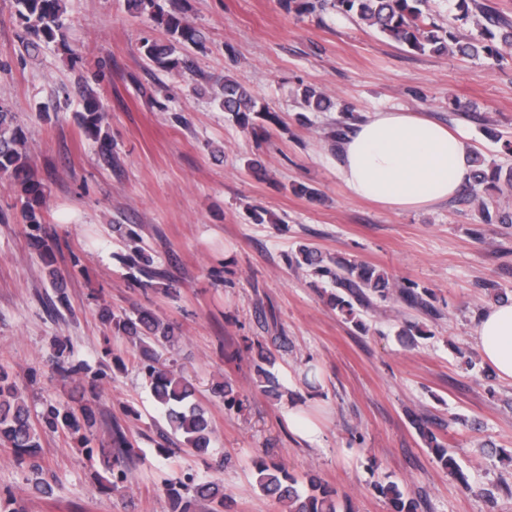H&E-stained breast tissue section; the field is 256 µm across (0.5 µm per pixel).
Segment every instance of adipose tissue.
Returning <instances> with one entry per match:
<instances>
[{"mask_svg":"<svg viewBox=\"0 0 512 512\" xmlns=\"http://www.w3.org/2000/svg\"><path fill=\"white\" fill-rule=\"evenodd\" d=\"M337 174L351 195L391 211L452 199L470 180L472 147L439 122L410 112H376L337 145ZM484 360L512 380V301L486 309L476 331Z\"/></svg>","mask_w":512,"mask_h":512,"instance_id":"obj_1","label":"adipose tissue"}]
</instances>
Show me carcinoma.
<instances>
[{"mask_svg": "<svg viewBox=\"0 0 512 512\" xmlns=\"http://www.w3.org/2000/svg\"><path fill=\"white\" fill-rule=\"evenodd\" d=\"M16 16L25 32L33 37L26 46L37 49L40 43H51L61 36L64 28L63 0H14ZM324 9H332L345 16L356 17L374 28L388 40L405 45L412 50L435 54L448 52L463 57H484L496 62L512 54V22L501 17L494 9L479 5L476 0H456L457 20L472 22L476 32L461 34L453 28L440 27L422 5L425 0H318ZM128 9L134 14L149 12L168 33L165 42H145L144 54L163 71L180 72L188 68L187 50L201 45V36L176 8L165 9L161 0H128ZM303 105L308 112H325L331 106L329 97L314 88L304 92ZM219 106L231 113L245 127L252 125L251 114L256 112V98L252 92L230 76H224L222 99ZM105 108L99 97L85 98L83 111L78 119L84 133L100 144L99 159L112 165V149L107 138L101 135ZM12 113L0 106V174L22 179L25 196L24 217L31 230L32 243L38 248L49 279L56 283L64 274L55 267L54 246L43 235L40 203L43 189L30 170L27 153V136L13 125ZM501 168H484V161L474 159L469 199L477 204L484 220L495 219L500 224H512V213L490 211L484 193L497 188ZM129 237L125 261L140 275L157 277L152 269V257L140 245L135 234ZM311 267L316 275L329 278L336 287L334 300L340 310L354 314V303H370V297L382 300L394 296L409 304H422L424 300L410 287L392 281L375 267L355 260L324 258L316 248L299 247L288 258V267L298 270ZM101 321L115 332L128 337L140 350L143 369L150 381L156 403L164 413L171 429L183 444L200 456L209 454L213 429L206 409L193 400V388L184 376L160 361L157 348L171 346L176 341L172 324L154 312L144 309L136 315L115 314L109 308L101 310ZM214 396L222 399L232 409L240 402L236 390L229 382L213 388ZM48 429L64 427L76 436L88 454H93L92 429L96 424V411L91 403L74 409L66 404H51L42 413ZM416 426L428 447L435 449L437 459L445 469H454V459L448 449L440 445L424 422ZM12 443L20 457L35 459L41 452L40 433L31 422L28 406L18 391L10 374L0 367V439ZM112 441L117 451L104 458L105 466L112 471V486L130 480L126 458L134 454V446L120 427H115ZM256 483L265 494L281 504L282 512H337L336 490L323 484L317 477L309 478L308 488L301 491L297 479L277 462L261 459L255 463ZM390 497L394 512H416L411 500H404L395 484L379 488ZM166 512H194V502H206L208 512H224V485L218 481L188 476L174 477L166 490Z\"/></svg>", "mask_w": 512, "mask_h": 512, "instance_id": "1", "label": "carcinoma"}]
</instances>
